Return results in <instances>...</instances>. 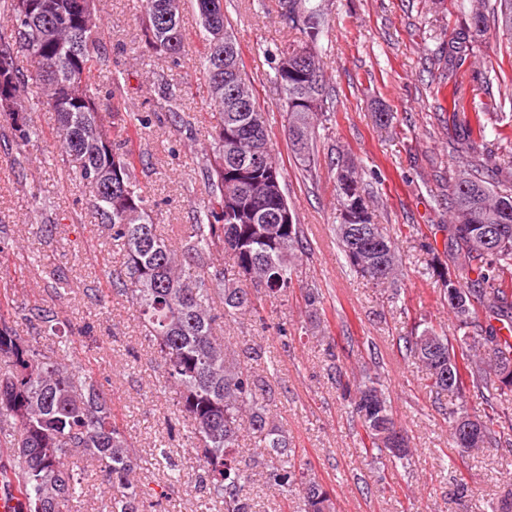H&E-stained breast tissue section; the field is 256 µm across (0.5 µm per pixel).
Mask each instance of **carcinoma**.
I'll list each match as a JSON object with an SVG mask.
<instances>
[{
	"mask_svg": "<svg viewBox=\"0 0 512 512\" xmlns=\"http://www.w3.org/2000/svg\"><path fill=\"white\" fill-rule=\"evenodd\" d=\"M17 0H0V18L10 33L0 37V98L16 104L14 112H0L15 138L24 143L39 140L41 131L30 112L45 110L56 116V138L61 156L71 164L74 178L90 197L100 223L124 252L126 272L117 290L139 313L145 335L156 343L169 381L180 405L184 424L197 440L205 481L224 512H252L243 494L247 460L240 440L250 434L264 449L272 465L268 486L296 490L301 512H335L329 492L313 479L297 473L289 460L284 435L261 394L258 376L235 346L215 335L221 322L258 311L262 302L281 300L292 287L298 255L305 252L304 232L294 213L275 238L261 234L262 221L289 207L281 167L270 144L267 113L256 99L240 109L214 93L218 76L230 66L245 76L236 43L216 39L214 31L231 37L223 0H196L204 43L203 78L208 105L216 124L210 133L213 161L204 167L209 198L195 206L194 222L183 238L172 245L153 224L154 207L135 175L133 154L112 139V131L99 112L100 85L96 74H110L111 88H122L124 73L111 72L95 48L100 29L88 31L72 12L71 0H30L25 18L18 16ZM165 0H139L144 21L142 41L147 52L174 58L183 49L180 19L163 27L159 14ZM280 17L299 43L277 50V56L300 52L319 57V43L327 24V0H279ZM462 32L448 42L451 86L448 154L466 162L448 178V262L476 275L464 288L452 280L449 267L439 258L430 268L441 281L443 299L453 314L451 328L437 331L417 322L403 337L405 349L426 371L432 386L454 396L448 403V429L460 458L502 446L497 423L509 422L512 370V292L500 287L512 274V163L494 161L488 136L495 135L496 149L503 148L500 128L512 114L497 105L489 111L484 102L467 101L458 71L485 44L490 28L512 38V0H460ZM288 116L289 152L304 176L315 173L318 130L331 122L326 84L321 68L310 72L299 63L288 69L274 67ZM41 93L28 98L29 87ZM319 102L318 111H306V102ZM261 149V161L242 167L233 154L242 148ZM275 178V198L252 196L257 179ZM337 211L335 225L346 263L355 273L378 285L395 284L399 258L387 228L374 224L380 239L377 257L386 265L362 267L344 233L349 224H373L374 196L357 165L345 158L336 162ZM497 226V243L480 245L482 228ZM231 253L239 280L223 281L209 273L206 257L218 247ZM223 312L213 307L215 297ZM501 323L483 324L479 314ZM12 371L0 374V447L10 449V464L0 467V484L20 493L19 512H74L84 496L88 472L70 459L87 456L107 477L106 490L112 512H139L137 464L131 445L112 418V406L102 396L91 372L65 362L60 350H42L0 325V361ZM498 382L493 387L492 381ZM489 392L492 414L468 413L466 394ZM352 413L364 431V445L378 456L405 466L413 454L410 446L389 447L382 434L399 432L391 413L384 384L376 373L362 369L350 396ZM475 431L466 435L460 424ZM156 465L166 468L168 481L180 483L184 475L161 452Z\"/></svg>",
	"mask_w": 512,
	"mask_h": 512,
	"instance_id": "1",
	"label": "carcinoma"
}]
</instances>
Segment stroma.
<instances>
[{"instance_id":"obj_1","label":"stroma","mask_w":512,"mask_h":512,"mask_svg":"<svg viewBox=\"0 0 512 512\" xmlns=\"http://www.w3.org/2000/svg\"><path fill=\"white\" fill-rule=\"evenodd\" d=\"M99 8V49L111 69L130 74L123 94L104 97L101 109L151 117L149 128L119 127L114 137L137 157L136 177L158 203L153 222L171 237L191 224L194 204L208 196L201 169L215 118L204 101L200 20L186 0V48L173 61L137 53L136 0H101ZM224 13L268 114L288 202L309 249L298 260L287 301L242 316L224 326L222 336L254 353L251 365L264 380L295 467L330 491L336 512H486L487 501L512 490V447L457 460L440 411L449 396L430 386L400 340L414 321L437 329L452 322L423 242L431 225L448 221L444 197L448 173L457 166L448 154L449 91L432 52L456 36L458 0H332L321 65L335 122L318 138L310 180L288 151L287 117L273 83L271 51L294 38L277 0H224ZM380 110L393 113L390 127L375 123ZM32 120L42 137L29 145L0 120V294L16 297L15 304L0 305V319L45 349L54 335L27 320L25 311H59L73 342L72 361L91 371L132 446L142 512H224L198 482L192 434H167L179 416L175 394L153 341L109 276L122 268L124 256L108 243L69 164L59 159L52 113H34ZM340 153L363 169L377 197L376 221L388 228L401 257L400 297L351 271L339 252L333 160ZM58 278L66 288L60 301L49 290ZM310 288L322 294L317 339L303 333L310 324L304 302ZM282 326L287 335L279 334ZM364 363L381 374L393 416L411 440L408 468L380 463L360 444L339 384L358 378ZM163 449L182 468L181 484L169 485L164 469L154 465ZM266 474L263 466L247 471L253 512H298L297 496L268 489Z\"/></svg>"}]
</instances>
